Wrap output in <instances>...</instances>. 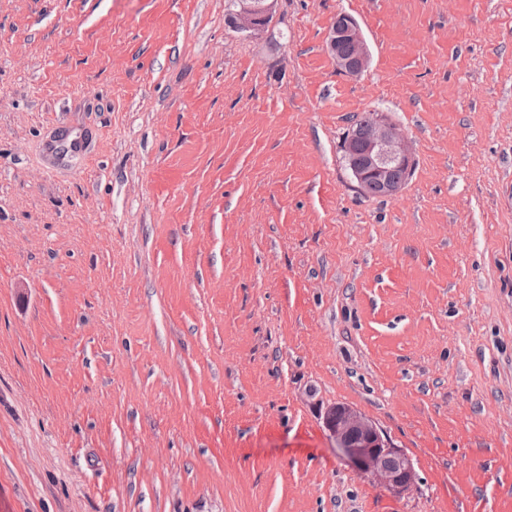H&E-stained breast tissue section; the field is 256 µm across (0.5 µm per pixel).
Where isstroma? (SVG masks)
<instances>
[{"mask_svg":"<svg viewBox=\"0 0 512 512\" xmlns=\"http://www.w3.org/2000/svg\"><path fill=\"white\" fill-rule=\"evenodd\" d=\"M229 6L0 0V512H512V0ZM366 112L391 196L345 164ZM272 9V0H240V10L236 17L238 30L248 36L259 34L263 27L257 24L258 19L270 15ZM271 18L272 16L270 15L262 21L264 27L268 25ZM234 28L236 27L234 26ZM339 16V15H338ZM336 16L335 21L331 26L329 36V46L335 47L336 51H332L334 57H343L347 53V46L344 43H337L336 40H344L349 46V52L345 58L338 59L339 68L346 74L358 75L363 72L368 66L370 60V53L365 39L361 33L357 21L350 15L343 13V21L339 25L340 19ZM336 22V27L333 26ZM339 25L338 29L337 26ZM337 29V31H336ZM374 113H364L353 118L351 130L345 137V145L355 128L372 119ZM355 143L351 149L355 166H352L353 180L357 188L369 195L389 196L409 181L412 177L415 162L412 161L405 180L406 162L411 160V152L407 142L398 133L396 127L381 118H373L364 123L354 136ZM351 140L346 145L350 151ZM324 427L359 474L394 493L410 488L415 477L412 459L373 420L342 405L326 410Z\"/></svg>","mask_w":512,"mask_h":512,"instance_id":"stroma-1","label":"stroma"}]
</instances>
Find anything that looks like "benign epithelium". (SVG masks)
I'll return each instance as SVG.
<instances>
[{"instance_id":"benign-epithelium-1","label":"benign epithelium","mask_w":512,"mask_h":512,"mask_svg":"<svg viewBox=\"0 0 512 512\" xmlns=\"http://www.w3.org/2000/svg\"><path fill=\"white\" fill-rule=\"evenodd\" d=\"M272 9L273 0H240L238 30L248 36L259 34L262 26L257 24L258 19L270 15ZM338 40L346 41L349 46L348 54L338 59L340 70L349 75L363 72L370 60L369 49L357 21L348 14L338 29L330 31L329 46L335 47ZM354 139L352 175L357 188L375 196L398 192L405 180L403 168L411 160V152L396 127L375 117L362 125ZM324 427L359 474L394 493L410 488L415 477L412 459L373 420L342 405L326 410Z\"/></svg>"}]
</instances>
